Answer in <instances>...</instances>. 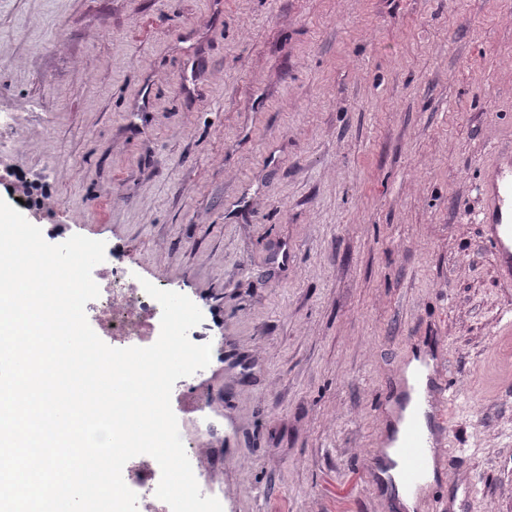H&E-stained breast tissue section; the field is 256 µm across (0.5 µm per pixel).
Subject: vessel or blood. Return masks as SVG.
<instances>
[{"instance_id": "vessel-or-blood-1", "label": "vessel or blood", "mask_w": 512, "mask_h": 512, "mask_svg": "<svg viewBox=\"0 0 512 512\" xmlns=\"http://www.w3.org/2000/svg\"><path fill=\"white\" fill-rule=\"evenodd\" d=\"M481 221L497 260L499 281L512 285V154H499L489 166L482 186ZM446 362L438 347L420 352L400 372L403 399L392 416L393 430L386 442L401 462L404 488L426 502L428 512H448L443 501L425 492L431 468L449 458H463L461 449L448 445L450 414L459 392L440 384Z\"/></svg>"}]
</instances>
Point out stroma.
Returning <instances> with one entry per match:
<instances>
[{
  "label": "stroma",
  "mask_w": 512,
  "mask_h": 512,
  "mask_svg": "<svg viewBox=\"0 0 512 512\" xmlns=\"http://www.w3.org/2000/svg\"><path fill=\"white\" fill-rule=\"evenodd\" d=\"M3 112L39 152L0 173L59 202L24 213L45 241L105 242L219 337L187 389L223 420L198 461L224 512H396L366 474L436 339L456 469L512 512V290L479 221L512 0H0Z\"/></svg>",
  "instance_id": "stroma-1"
}]
</instances>
